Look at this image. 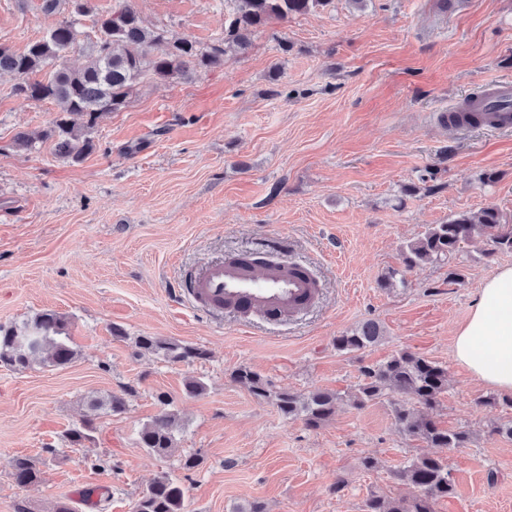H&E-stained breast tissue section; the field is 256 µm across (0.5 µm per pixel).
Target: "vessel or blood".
Instances as JSON below:
<instances>
[{
  "label": "vessel or blood",
  "mask_w": 512,
  "mask_h": 512,
  "mask_svg": "<svg viewBox=\"0 0 512 512\" xmlns=\"http://www.w3.org/2000/svg\"><path fill=\"white\" fill-rule=\"evenodd\" d=\"M466 108L484 113L489 127L511 129L512 80L486 85ZM321 293L306 265L281 258L257 266L245 254L207 263L185 277L178 290L180 298L210 315H258L273 323L298 319L317 305Z\"/></svg>",
  "instance_id": "obj_1"
}]
</instances>
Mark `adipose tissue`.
Returning a JSON list of instances; mask_svg holds the SVG:
<instances>
[{"label": "adipose tissue", "mask_w": 512, "mask_h": 512, "mask_svg": "<svg viewBox=\"0 0 512 512\" xmlns=\"http://www.w3.org/2000/svg\"><path fill=\"white\" fill-rule=\"evenodd\" d=\"M455 358L485 385L512 394V266L486 278L453 340Z\"/></svg>", "instance_id": "1"}]
</instances>
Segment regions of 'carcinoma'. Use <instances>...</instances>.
Listing matches in <instances>:
<instances>
[{
    "label": "carcinoma",
    "instance_id": "carcinoma-1",
    "mask_svg": "<svg viewBox=\"0 0 512 512\" xmlns=\"http://www.w3.org/2000/svg\"><path fill=\"white\" fill-rule=\"evenodd\" d=\"M89 0H42L41 8L54 13L68 7L69 17L49 29L41 38L17 52L0 43V74L14 77L13 91L33 101H50L56 106L54 117L36 134L20 131L14 145L19 150L33 147L36 140L52 141L55 153L74 163L81 162L95 149L89 136L101 114L124 109L142 80L150 76L163 81L186 79L203 71L224 66L226 47L245 53L252 35L274 20H286L325 7L329 0H238L237 7L224 17V39L202 46L182 38L170 40L163 30L148 24L131 5V0H115L105 14L94 15L98 36L86 49L85 64L72 70L64 66L65 53L77 43L78 20L91 13ZM486 240L484 255L512 252V226L501 222L498 211L486 207L477 214L460 213L446 224H434L402 251L403 270L393 269L382 276L380 287L389 288L404 281L405 272L426 264L448 265V276L464 280L459 260L461 244L475 237ZM68 322L52 310L10 326L0 325V363L26 369L38 363L62 368L77 356L67 333ZM383 337L381 326L366 321L350 333L336 337V349L351 353L364 350ZM138 352L159 354L171 363H190L204 359L207 351L174 339L140 336ZM364 382L353 395V405L362 407L390 392L396 424L401 431L433 448H463L470 441L464 430L442 428L434 417L439 397L447 389L448 372L427 358L400 351L386 362L364 371ZM232 378L246 386L259 399L273 401L288 420H302L316 429L336 410L341 396L314 388L305 393L275 390L260 374L247 367L236 369ZM154 418L139 431V444L156 456L167 455L174 445L178 427L176 415L166 409L168 401ZM106 407L121 413L125 399L111 395L106 402L92 399L88 407L96 411ZM91 421L66 431L64 438L80 446L91 439ZM15 482L24 487L40 479L35 462L19 455L11 462ZM396 477L412 487L417 495L407 498L366 499L363 512H432L431 504L454 493L448 465L439 456H419ZM185 490L167 475L153 481L136 500L133 512H184Z\"/></svg>",
    "mask_w": 512,
    "mask_h": 512
}]
</instances>
